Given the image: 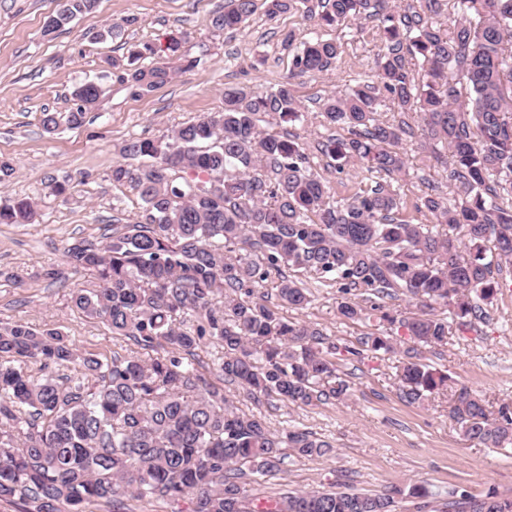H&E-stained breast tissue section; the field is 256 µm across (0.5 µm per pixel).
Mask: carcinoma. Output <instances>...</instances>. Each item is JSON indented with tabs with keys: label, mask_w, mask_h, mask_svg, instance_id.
<instances>
[{
	"label": "carcinoma",
	"mask_w": 512,
	"mask_h": 512,
	"mask_svg": "<svg viewBox=\"0 0 512 512\" xmlns=\"http://www.w3.org/2000/svg\"><path fill=\"white\" fill-rule=\"evenodd\" d=\"M97 3L57 0L44 32L92 13ZM265 4L271 18L300 11L321 28L376 21L369 31L379 48L374 79L324 98L320 107L322 125L346 132L322 145L334 160L329 168L340 174L359 164L389 178L403 171L398 147L411 127L379 118L389 104L402 115L422 116L425 137L447 148L458 197H421L416 210H427L433 224L399 217L400 199L379 182L335 199L330 181L312 172L306 141L258 125L261 115L278 124L301 120L293 80L329 70L340 55L334 42L309 39L295 47V35L285 34L292 67L276 86L263 93L228 89L222 110L162 140H128L122 154L150 163L118 164L112 182L137 190L140 220L98 245L80 241L65 251L71 268L97 279L96 287L72 292L74 307L154 355L109 361L78 352L55 328L0 325V500L17 497L35 512H84L89 502L126 495L173 504L189 499L177 512H398L406 501L414 512H512V499L494 489L476 497L457 488L441 501L419 483L380 495L289 492L245 505L241 480L277 474L287 450L321 457L333 445L306 429L274 431L239 412L195 367L203 340L223 350L224 380L255 403L341 401L350 385L338 356L398 353L383 332L362 337L359 349L340 347L311 323L283 319L259 291L271 275L285 305L310 302L286 267L336 285L345 319L377 311L380 323H398L413 342L437 346L448 342L447 321L401 318L381 301L402 294L443 305L461 321L477 318L481 303L496 295L495 275L512 267V0H454L457 17L448 29L434 22L448 0ZM253 11L254 0H227L211 23L235 29ZM136 21L106 26L93 39L117 38ZM185 38L171 33L162 49L166 63L150 68L138 61L155 54V46H132L127 63L112 62L118 80L136 94L195 67L182 57ZM102 93L97 81L77 86L78 106L66 123L80 127ZM33 214L28 198L0 199V224H26ZM31 363L42 370L76 364L80 376L37 380ZM398 377L411 404L448 381L409 350ZM449 417L469 441L512 446L509 405L494 414L487 401L462 391Z\"/></svg>",
	"instance_id": "1"
}]
</instances>
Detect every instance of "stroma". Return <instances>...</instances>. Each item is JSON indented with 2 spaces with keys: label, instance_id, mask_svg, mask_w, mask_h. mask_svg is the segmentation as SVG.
<instances>
[{
  "label": "stroma",
  "instance_id": "1",
  "mask_svg": "<svg viewBox=\"0 0 512 512\" xmlns=\"http://www.w3.org/2000/svg\"><path fill=\"white\" fill-rule=\"evenodd\" d=\"M225 0H99L93 13L80 16L53 34L44 22L56 0H0V160L16 171L0 197H28L35 215L28 224H0V323L22 322L36 329L56 328L80 351L108 358L145 357L146 352L123 336L113 335L102 322L77 312L70 301L75 288L90 289L95 277L68 267L67 246L99 243L111 236L113 225L138 220L142 202L130 185L112 181V167L123 162L121 148L131 138L159 139L168 131L224 107L226 89L264 91L282 81L292 55L282 39L320 38L340 45L342 53L328 71L294 81L306 112H317L324 97L342 93L359 81L372 79L377 49L356 36L352 27L319 28L288 12L269 18L263 0L237 29L212 28L215 12ZM136 22L122 37L105 42L92 38L104 25L126 17ZM187 32L182 53L194 61L164 86L134 95L117 81L111 60L124 59L131 45L163 43L172 31ZM94 80L104 87L80 128L60 125L47 133L43 112L67 114L76 107L73 90ZM415 137L403 142L404 173L390 179L401 200L402 218L431 223L428 212L415 205L428 189L451 197L456 190L445 165L424 144V124L414 120ZM70 179L68 198L51 192L54 182ZM48 269L64 272L62 280L45 277ZM13 273L24 281H10ZM502 285L483 317L467 323L448 319L444 307L435 315L447 318L448 342L423 347L424 362L450 377L447 390L422 402L400 396L396 359L364 353L344 359L340 369L349 382V397L317 406L273 402L255 405L244 400L237 385L225 382L221 351L203 344L198 351L205 376L233 399L245 414L264 418L275 429L298 426L333 443L322 457L285 458L276 476L242 488L247 500L267 499L293 489H312L349 474L351 489L380 494L409 482L426 483L439 496L462 487L480 496L488 489L512 497V450L486 448L460 436L448 410L461 390L485 399L490 410L512 405V271L498 277ZM312 300L306 308L282 306L277 278L263 285L269 304L280 316L316 324L342 346H357L360 337L377 332L375 318L349 321L337 312L341 299L336 286L303 276Z\"/></svg>",
  "mask_w": 512,
  "mask_h": 512
}]
</instances>
